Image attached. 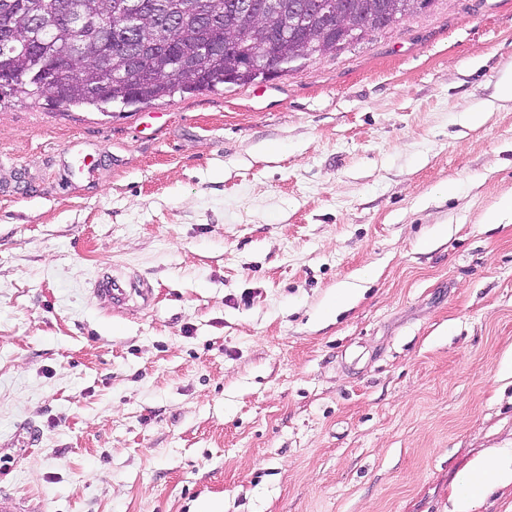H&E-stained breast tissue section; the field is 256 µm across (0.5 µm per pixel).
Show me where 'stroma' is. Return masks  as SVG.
<instances>
[{
    "instance_id": "1",
    "label": "stroma",
    "mask_w": 512,
    "mask_h": 512,
    "mask_svg": "<svg viewBox=\"0 0 512 512\" xmlns=\"http://www.w3.org/2000/svg\"><path fill=\"white\" fill-rule=\"evenodd\" d=\"M507 75L512 0H434L263 83L0 100V487L446 512L512 439V217L484 221L512 197ZM102 274L149 304L111 310ZM93 293L109 301L111 308H124L133 295L137 294L144 304L151 299V288L142 282L141 288H132L121 278L112 275H103L94 281Z\"/></svg>"
}]
</instances>
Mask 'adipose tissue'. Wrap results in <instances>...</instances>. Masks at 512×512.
Masks as SVG:
<instances>
[{"mask_svg":"<svg viewBox=\"0 0 512 512\" xmlns=\"http://www.w3.org/2000/svg\"><path fill=\"white\" fill-rule=\"evenodd\" d=\"M508 487H512V447L489 449L456 473L448 512H478L489 496Z\"/></svg>","mask_w":512,"mask_h":512,"instance_id":"adipose-tissue-1","label":"adipose tissue"}]
</instances>
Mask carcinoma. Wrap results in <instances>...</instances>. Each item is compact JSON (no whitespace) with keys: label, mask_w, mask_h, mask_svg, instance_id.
<instances>
[{"label":"carcinoma","mask_w":512,"mask_h":512,"mask_svg":"<svg viewBox=\"0 0 512 512\" xmlns=\"http://www.w3.org/2000/svg\"><path fill=\"white\" fill-rule=\"evenodd\" d=\"M60 0H12L18 17H37L48 26L37 44L26 31H18L15 49L0 58V69L13 76L14 85L0 89V96L42 93L66 108L89 105L109 107L147 105L177 91L213 90L219 85H244L258 79L243 70L242 57L249 49L269 53L273 74L288 72L290 64L305 60L304 48L317 37L323 46L313 56L335 54L358 42L334 15L317 14L309 25H289L305 0H253L256 19L245 42L224 45L226 28L236 21L234 0H206L201 14L198 0H76L85 25L70 26L57 14ZM416 0H342L344 11L360 22L375 20L390 11L397 19L415 12ZM112 11V22L138 17L129 37L104 40L97 28L99 17ZM193 59L198 78L178 79L177 62ZM65 61L79 75L78 83L55 98L59 80L55 64Z\"/></svg>","instance_id":"1"}]
</instances>
